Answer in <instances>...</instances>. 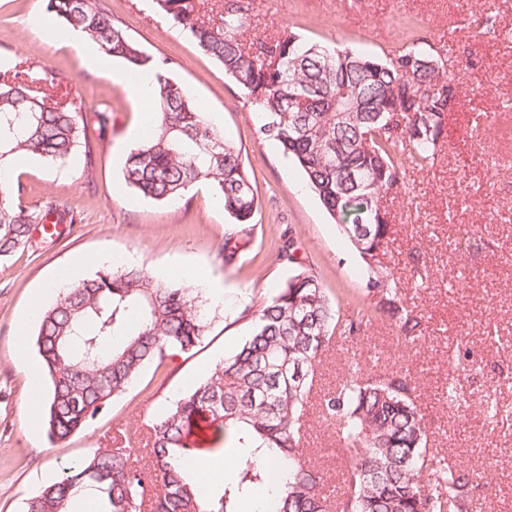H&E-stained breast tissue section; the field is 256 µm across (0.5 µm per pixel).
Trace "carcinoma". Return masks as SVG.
Segmentation results:
<instances>
[{"instance_id":"carcinoma-1","label":"carcinoma","mask_w":512,"mask_h":512,"mask_svg":"<svg viewBox=\"0 0 512 512\" xmlns=\"http://www.w3.org/2000/svg\"><path fill=\"white\" fill-rule=\"evenodd\" d=\"M254 0H156L160 12L195 39L248 96L257 132L305 174L322 206L366 264L375 310L340 322V302L308 272L295 241L279 260L292 275L253 311L250 335L196 386L153 414L141 448H93L23 502L22 512H69L72 497L93 492L101 512H239L241 501L279 479L271 512H329L323 471L303 461V418L315 365L334 335L356 338L381 314L415 344L422 316L402 298L400 282L381 261L389 225L377 221L383 197L407 187L413 171L437 160L448 115V89L460 73L432 64L415 47L383 58L310 43L292 29L251 35ZM53 20L95 42L107 55L147 71L157 107L150 136L131 148L123 178L140 196L166 203L198 183L214 189L234 225L252 223L257 203L241 150L227 143L186 88L168 57L143 50L95 0H45ZM80 106L49 72L23 63L0 73V257L26 246L45 217L11 186L19 156L65 163L93 149ZM212 304L199 290L124 264H103L77 284L59 287L40 313L34 348L48 386L42 425L49 440L81 432L144 369L206 336ZM410 372L375 374L351 360L347 374L317 400L349 461L336 512H469L478 472L448 465L428 447ZM205 421L226 447L203 449L195 427ZM231 456L235 466L207 495L189 470Z\"/></svg>"}]
</instances>
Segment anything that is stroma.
Returning <instances> with one entry per match:
<instances>
[{
	"instance_id": "1",
	"label": "stroma",
	"mask_w": 512,
	"mask_h": 512,
	"mask_svg": "<svg viewBox=\"0 0 512 512\" xmlns=\"http://www.w3.org/2000/svg\"><path fill=\"white\" fill-rule=\"evenodd\" d=\"M115 20L147 53L173 61L174 76L216 129L240 148L254 176L257 212L240 234L246 252L227 258L224 242L233 226L213 191L200 185L177 201L157 203L126 185L122 162L140 143L146 110L116 73H129L120 59L101 71L79 49L53 39L58 26L43 0H0V70L17 61L53 71L81 104L93 147V164L76 154L63 164L31 158L15 172L23 202L72 213L73 223L45 236L33 226L27 247L0 260V512H22L26 494L55 478L62 465L96 447L124 445L166 399L185 391L235 351L252 329L248 306L264 301L291 273L277 251L284 236L343 312L372 305L364 261L343 237L305 176L278 147L256 133L253 107L223 68L203 55L186 34L160 18L146 0H103ZM256 0L254 29L293 28L320 44L347 46L384 56L417 46L459 72L458 95L448 113L444 145L435 166L413 173L406 190L383 204L390 230L383 261L400 278L403 298L424 316L423 338L404 343L383 324L357 340H338L318 366L323 389L346 372L355 356L376 371H411L415 402L427 426L428 444L458 467L486 472L492 493H476L470 512H512V0ZM481 19V35L472 23ZM108 112L106 131L98 115ZM81 255L134 258L158 276L202 267L204 297H219L202 343L146 369L82 432L51 443L30 416L36 351L25 361L12 355L19 319L33 296ZM424 260L427 287H413L417 260ZM469 342L482 352L480 371H454L457 349ZM496 386L501 416L486 417L484 397ZM306 455L338 481L343 451L317 413L306 417Z\"/></svg>"
}]
</instances>
